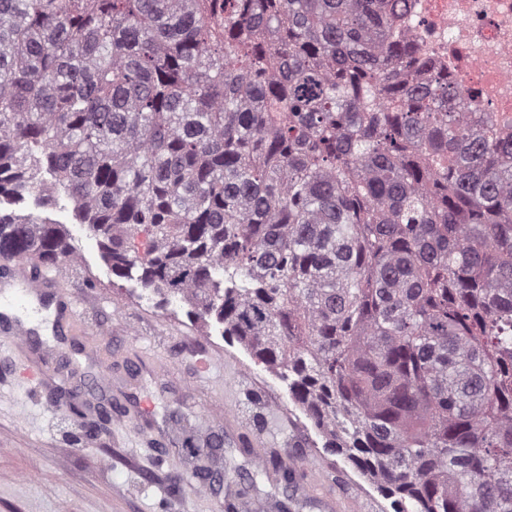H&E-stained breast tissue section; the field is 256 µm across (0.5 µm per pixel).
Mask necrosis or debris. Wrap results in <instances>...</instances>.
<instances>
[{"instance_id": "necrosis-or-debris-1", "label": "necrosis or debris", "mask_w": 512, "mask_h": 512, "mask_svg": "<svg viewBox=\"0 0 512 512\" xmlns=\"http://www.w3.org/2000/svg\"><path fill=\"white\" fill-rule=\"evenodd\" d=\"M408 56L473 96L478 111L512 121V0H406Z\"/></svg>"}]
</instances>
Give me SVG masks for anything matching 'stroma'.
I'll return each instance as SVG.
<instances>
[{
  "mask_svg": "<svg viewBox=\"0 0 512 512\" xmlns=\"http://www.w3.org/2000/svg\"><path fill=\"white\" fill-rule=\"evenodd\" d=\"M53 220L68 224L81 260L68 265L59 291L73 299L77 325L64 335L39 322L42 348H16L0 337V512H226L223 493H204L191 469L167 447L182 412L200 432L223 422L225 409L242 424L228 431L212 469L238 492L289 512H318L314 497L330 491L368 512H393L391 498L332 454L285 384L236 340L187 315L186 304L159 306L135 283L100 262L98 245L72 220L59 195ZM111 378L98 388L100 373ZM83 406L82 419L46 401L56 389ZM111 404L101 422L99 408ZM305 461L315 477L305 491L276 482L257 465Z\"/></svg>",
  "mask_w": 512,
  "mask_h": 512,
  "instance_id": "obj_1",
  "label": "stroma"
}]
</instances>
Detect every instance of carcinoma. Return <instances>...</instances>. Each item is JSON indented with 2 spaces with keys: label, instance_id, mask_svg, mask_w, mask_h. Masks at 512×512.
I'll return each instance as SVG.
<instances>
[{
  "label": "carcinoma",
  "instance_id": "carcinoma-1",
  "mask_svg": "<svg viewBox=\"0 0 512 512\" xmlns=\"http://www.w3.org/2000/svg\"><path fill=\"white\" fill-rule=\"evenodd\" d=\"M402 0H0V200L221 326L394 512H512V125ZM57 269L67 227L0 210Z\"/></svg>",
  "mask_w": 512,
  "mask_h": 512
}]
</instances>
